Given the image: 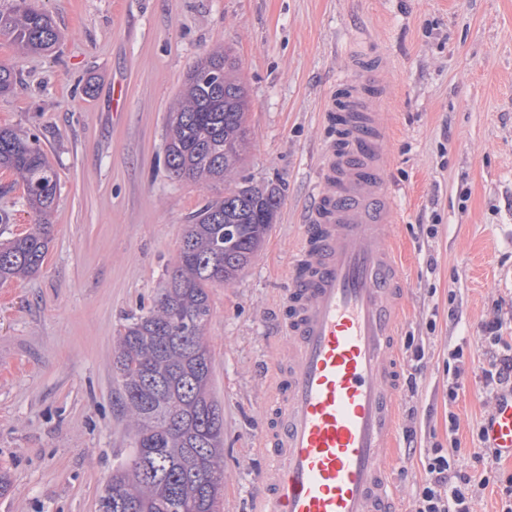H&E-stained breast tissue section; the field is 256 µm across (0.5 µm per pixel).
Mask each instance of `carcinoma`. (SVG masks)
Instances as JSON below:
<instances>
[{
    "label": "carcinoma",
    "instance_id": "carcinoma-1",
    "mask_svg": "<svg viewBox=\"0 0 512 512\" xmlns=\"http://www.w3.org/2000/svg\"><path fill=\"white\" fill-rule=\"evenodd\" d=\"M0 33L23 51L43 53L60 38L47 13L26 5L0 13ZM14 68L0 65V95L13 91ZM248 92L236 60L216 50L190 69L165 120V163L172 177L224 184V195L191 213L174 266L149 311L127 318L113 367L133 450L99 500V512H216L224 494V420L213 394V358L204 330L210 288L248 267L275 222V188L229 177L249 144ZM0 169L16 176L34 222L0 245V283L41 268L57 199V175L26 137L0 129Z\"/></svg>",
    "mask_w": 512,
    "mask_h": 512
}]
</instances>
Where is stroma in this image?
<instances>
[{
  "mask_svg": "<svg viewBox=\"0 0 512 512\" xmlns=\"http://www.w3.org/2000/svg\"><path fill=\"white\" fill-rule=\"evenodd\" d=\"M61 39L41 55L0 35L18 82L0 127L27 136L57 174L53 237L40 271L0 285V512H99L131 439L113 370L128 314L149 310L186 218L220 184L165 167V117L190 68L231 49L249 96L238 177L276 187L282 205L256 258L210 290L204 334L224 416L222 512H254L267 468L250 445L271 403L278 296L303 236L301 212L337 127L354 56L387 65L374 108L389 125L394 242L408 274L399 338L404 374L393 458L413 512L431 448L457 443L463 472L484 473L478 431L493 407L484 348H469L448 401V353L492 320L512 337V0H36ZM0 173V242L29 230L21 187ZM434 234H427V227ZM424 352L415 359L414 349ZM459 428L448 432V415Z\"/></svg>",
  "mask_w": 512,
  "mask_h": 512,
  "instance_id": "stroma-1",
  "label": "stroma"
}]
</instances>
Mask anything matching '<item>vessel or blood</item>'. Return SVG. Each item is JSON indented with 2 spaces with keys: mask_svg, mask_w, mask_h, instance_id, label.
Instances as JSON below:
<instances>
[{
  "mask_svg": "<svg viewBox=\"0 0 512 512\" xmlns=\"http://www.w3.org/2000/svg\"><path fill=\"white\" fill-rule=\"evenodd\" d=\"M354 66L282 297L288 364L257 425L270 466L254 486L261 512H396L388 473L407 278L391 244L386 115L371 106L384 76L365 58ZM483 437L512 457V393L495 403Z\"/></svg>",
  "mask_w": 512,
  "mask_h": 512,
  "instance_id": "1",
  "label": "vessel or blood"
}]
</instances>
